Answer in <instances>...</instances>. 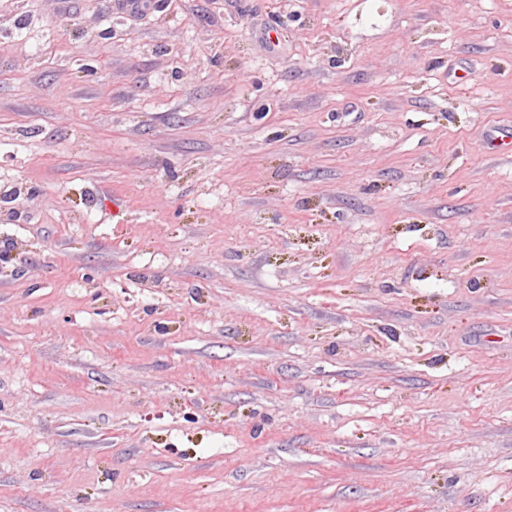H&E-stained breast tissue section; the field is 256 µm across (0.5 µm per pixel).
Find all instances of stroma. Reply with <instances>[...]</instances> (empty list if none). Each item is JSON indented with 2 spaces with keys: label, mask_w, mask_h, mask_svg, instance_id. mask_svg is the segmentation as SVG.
<instances>
[{
  "label": "stroma",
  "mask_w": 512,
  "mask_h": 512,
  "mask_svg": "<svg viewBox=\"0 0 512 512\" xmlns=\"http://www.w3.org/2000/svg\"><path fill=\"white\" fill-rule=\"evenodd\" d=\"M512 0H0V512H512Z\"/></svg>",
  "instance_id": "1"
}]
</instances>
